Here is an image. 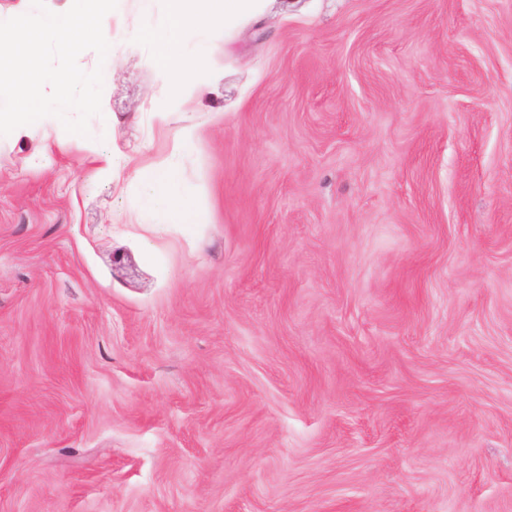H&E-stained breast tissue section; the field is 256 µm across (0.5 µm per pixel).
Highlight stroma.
Instances as JSON below:
<instances>
[{
  "instance_id": "35a3bbf8",
  "label": "stroma",
  "mask_w": 512,
  "mask_h": 512,
  "mask_svg": "<svg viewBox=\"0 0 512 512\" xmlns=\"http://www.w3.org/2000/svg\"><path fill=\"white\" fill-rule=\"evenodd\" d=\"M168 23L0 136V512H512V0H274L180 96ZM197 136L198 126L181 128L176 135L170 158L136 171L144 186V206L162 213L168 224L193 223V205L190 198L178 189L180 169L173 163L172 158L193 145Z\"/></svg>"
}]
</instances>
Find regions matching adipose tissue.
Listing matches in <instances>:
<instances>
[{"label": "adipose tissue", "mask_w": 512, "mask_h": 512, "mask_svg": "<svg viewBox=\"0 0 512 512\" xmlns=\"http://www.w3.org/2000/svg\"><path fill=\"white\" fill-rule=\"evenodd\" d=\"M168 27L156 37L161 65L175 89H182L210 59L212 40L264 11L268 0H167ZM145 207L168 223L189 224L193 205L178 189L180 169L172 160L137 169Z\"/></svg>", "instance_id": "ef3b65f1"}]
</instances>
